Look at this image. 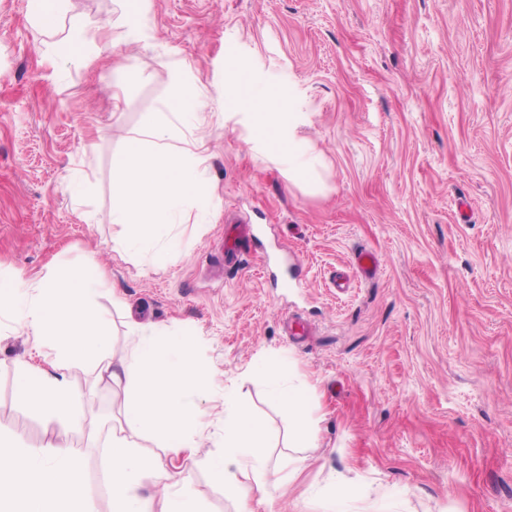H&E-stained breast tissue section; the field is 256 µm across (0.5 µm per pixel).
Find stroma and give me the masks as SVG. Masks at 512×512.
Segmentation results:
<instances>
[{"mask_svg":"<svg viewBox=\"0 0 512 512\" xmlns=\"http://www.w3.org/2000/svg\"><path fill=\"white\" fill-rule=\"evenodd\" d=\"M26 2L0 0V275L107 266L127 303L96 299L117 358L135 323L190 334L212 398L233 388L297 471L288 512H356L360 494L375 512H512V0H146L137 27L119 0H70L49 36ZM75 20L109 31L93 64L48 65ZM181 85L213 102L184 133L206 144V208L159 260L118 245L112 160ZM252 97L282 101L290 128L269 134L237 106ZM290 134L321 153L324 191L289 183ZM230 217L259 238L218 280ZM361 248L380 265L367 281ZM287 310L315 334L286 336ZM28 350L0 318V435L36 448L45 424L16 396ZM266 362L310 383L314 447H290ZM57 434L91 458L89 512H110L106 449ZM213 452L202 440L190 489L203 512H238ZM343 484L355 499L334 504Z\"/></svg>","mask_w":512,"mask_h":512,"instance_id":"1","label":"stroma"}]
</instances>
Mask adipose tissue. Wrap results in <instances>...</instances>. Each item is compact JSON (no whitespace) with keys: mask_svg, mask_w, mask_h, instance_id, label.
Masks as SVG:
<instances>
[{"mask_svg":"<svg viewBox=\"0 0 512 512\" xmlns=\"http://www.w3.org/2000/svg\"><path fill=\"white\" fill-rule=\"evenodd\" d=\"M107 286V271L96 264L51 269L0 287V315H8L29 344L28 358L15 364L16 395L51 429L69 422L75 402L93 399L98 384L123 388L119 425L94 415L82 421L88 439L108 436L111 512H200L189 482L198 441L211 426L199 397L213 374L190 358L189 338L156 326L135 327L131 347L113 362L108 325L93 301ZM81 365L95 381L83 392L71 382ZM268 378L272 396L291 417L292 447H313L317 422L305 390L282 382L273 370ZM220 416L224 432L216 436L217 450L209 459L212 479L225 493L255 499L273 512L271 488L279 468L267 453L265 423L229 394ZM88 468V457L69 444L51 440L26 448L0 438V512H88L83 496ZM160 484L167 489L161 498L150 492Z\"/></svg>","mask_w":512,"mask_h":512,"instance_id":"1","label":"adipose tissue"}]
</instances>
